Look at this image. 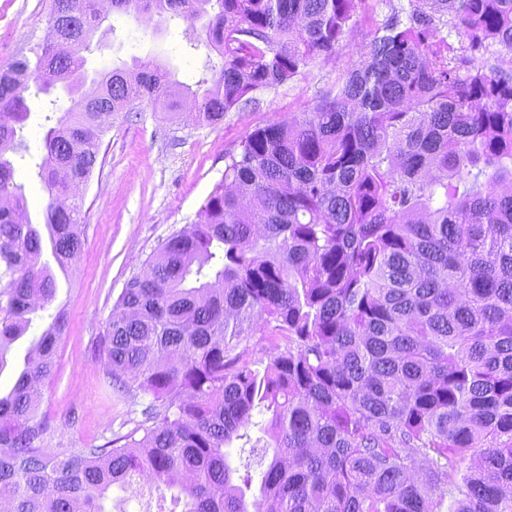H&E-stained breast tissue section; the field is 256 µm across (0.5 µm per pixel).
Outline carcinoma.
Returning a JSON list of instances; mask_svg holds the SVG:
<instances>
[{
    "label": "carcinoma",
    "instance_id": "cac0c4a2",
    "mask_svg": "<svg viewBox=\"0 0 512 512\" xmlns=\"http://www.w3.org/2000/svg\"><path fill=\"white\" fill-rule=\"evenodd\" d=\"M0 72V195L27 210L8 153L28 117L84 67L102 16ZM367 0H112V12L200 25L221 66L196 87L159 65L98 76L112 110L195 104L217 124L346 41ZM358 65L307 111L247 133L193 224L153 253L102 344L143 420L102 445L45 448L34 380L54 374L59 310L0 395V490L13 512H106L147 478L185 512H512V0H402ZM108 112H67L43 136V223L0 209V371L84 246L59 212L102 164ZM267 356L253 354L257 327ZM263 416L259 494L225 448ZM474 463L459 472L467 455Z\"/></svg>",
    "mask_w": 512,
    "mask_h": 512
}]
</instances>
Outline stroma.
Returning a JSON list of instances; mask_svg holds the SVG:
<instances>
[{"label": "stroma", "mask_w": 512, "mask_h": 512, "mask_svg": "<svg viewBox=\"0 0 512 512\" xmlns=\"http://www.w3.org/2000/svg\"><path fill=\"white\" fill-rule=\"evenodd\" d=\"M50 0H0V70L29 55L43 43L49 28ZM112 26L100 47L88 54L87 74L119 64L153 62L173 79L195 84L206 64L221 59L207 48L191 49L193 31L175 17L140 18L111 14ZM371 23L357 22L335 56L319 59L301 74L258 96L256 105L227 112L217 125L189 124L176 115L139 105L119 114L102 141L104 165L83 186L84 248L66 271L56 272V295L50 307L34 316L28 331L15 341L9 364L0 371V392L18 374L31 345L64 310L67 326L60 338L52 380L39 387V412L53 429L48 448L100 445L132 430L140 421L139 400L118 398L109 385L105 359L97 344L107 335L112 308L127 282L147 269V260L172 234L193 223L224 174V157L236 151L255 128L289 120L315 104L337 77L353 68L369 41ZM31 112L20 132L24 150L13 155L15 178L30 195L28 219L42 223L49 202L35 163L50 122L44 97L31 99Z\"/></svg>", "instance_id": "1"}]
</instances>
